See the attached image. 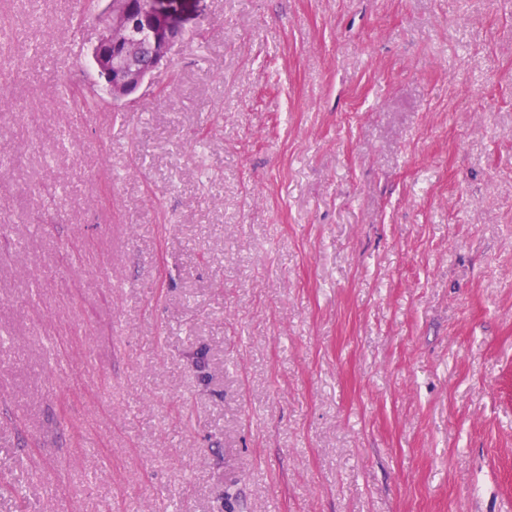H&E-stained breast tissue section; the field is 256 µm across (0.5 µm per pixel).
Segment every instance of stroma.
<instances>
[{
    "label": "stroma",
    "instance_id": "stroma-1",
    "mask_svg": "<svg viewBox=\"0 0 512 512\" xmlns=\"http://www.w3.org/2000/svg\"><path fill=\"white\" fill-rule=\"evenodd\" d=\"M104 6L0 0V512H512V0H181L120 105Z\"/></svg>",
    "mask_w": 512,
    "mask_h": 512
}]
</instances>
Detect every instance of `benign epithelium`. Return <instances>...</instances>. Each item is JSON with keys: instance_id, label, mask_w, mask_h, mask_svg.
<instances>
[{"instance_id": "obj_1", "label": "benign epithelium", "mask_w": 512, "mask_h": 512, "mask_svg": "<svg viewBox=\"0 0 512 512\" xmlns=\"http://www.w3.org/2000/svg\"><path fill=\"white\" fill-rule=\"evenodd\" d=\"M94 21L99 27L94 64L115 102L135 94L181 37L172 0H109Z\"/></svg>"}]
</instances>
